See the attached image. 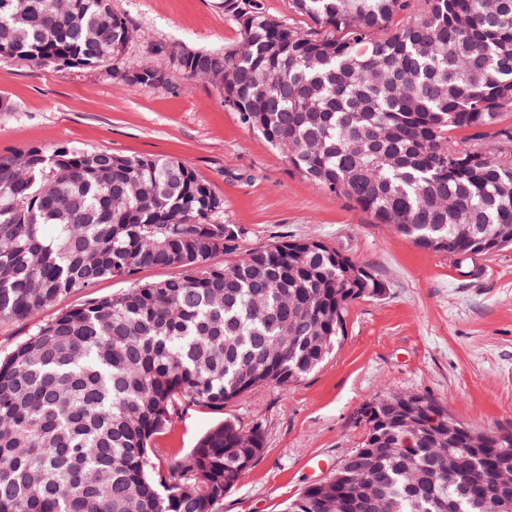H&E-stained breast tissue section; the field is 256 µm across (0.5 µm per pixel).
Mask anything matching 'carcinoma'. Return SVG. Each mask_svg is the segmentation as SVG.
<instances>
[{
    "mask_svg": "<svg viewBox=\"0 0 512 512\" xmlns=\"http://www.w3.org/2000/svg\"><path fill=\"white\" fill-rule=\"evenodd\" d=\"M223 0L222 51L160 46L190 78L322 191L417 247L479 254L470 232L512 244V0ZM134 30L112 0H0L1 61L109 67L112 82L180 90L125 59ZM224 198L173 157L62 145L0 155V324L33 333L0 359V512H221L263 455L265 427L226 419L151 458L191 407L221 412L260 386L288 390L346 331L349 306L387 285L326 243L238 250ZM146 268L184 274L141 282ZM130 282L40 323L104 279ZM360 409L363 438L285 512H508L512 487L448 436L406 441L396 403ZM490 460L512 462L491 431ZM270 14L281 20L293 22L302 27H310V23L302 16L296 15L291 9V0H262Z\"/></svg>",
    "mask_w": 512,
    "mask_h": 512,
    "instance_id": "carcinoma-1",
    "label": "carcinoma"
}]
</instances>
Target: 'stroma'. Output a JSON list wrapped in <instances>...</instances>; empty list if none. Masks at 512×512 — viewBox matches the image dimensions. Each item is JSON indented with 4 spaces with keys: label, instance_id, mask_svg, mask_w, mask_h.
<instances>
[{
    "label": "stroma",
    "instance_id": "stroma-1",
    "mask_svg": "<svg viewBox=\"0 0 512 512\" xmlns=\"http://www.w3.org/2000/svg\"><path fill=\"white\" fill-rule=\"evenodd\" d=\"M133 25L128 57L167 65L158 44L221 50L238 32L220 0H112ZM179 93L136 90L103 69L0 62V154L68 143L131 156L178 158L224 199L247 252L283 238L323 241L368 265L386 296L348 311L324 365L288 392L259 387L223 412L189 409L156 448H193L221 417L262 422L266 447L223 512H284L357 447L356 413L385 391L426 394L477 430L512 431V246L458 260L418 248L348 202L324 193L249 132L211 85L174 73Z\"/></svg>",
    "mask_w": 512,
    "mask_h": 512
}]
</instances>
